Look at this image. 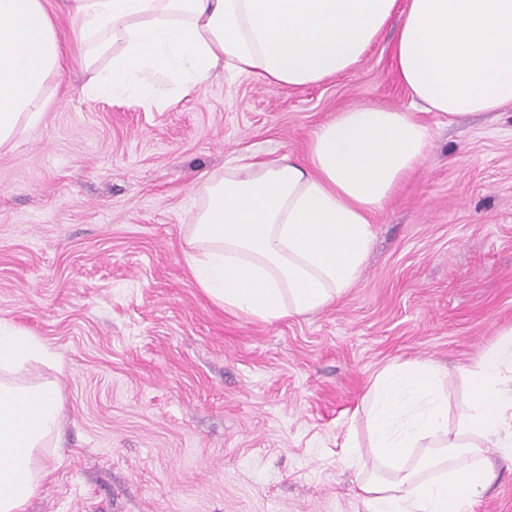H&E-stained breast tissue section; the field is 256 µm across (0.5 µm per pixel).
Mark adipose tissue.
Here are the masks:
<instances>
[{
  "label": "adipose tissue",
  "mask_w": 512,
  "mask_h": 512,
  "mask_svg": "<svg viewBox=\"0 0 512 512\" xmlns=\"http://www.w3.org/2000/svg\"><path fill=\"white\" fill-rule=\"evenodd\" d=\"M88 42L91 95L154 103L220 71L301 88L356 68L392 18L407 106L343 109L311 136L307 156L238 157L209 176L187 227L194 279L225 310L271 322L339 301L359 279L372 217L431 149L428 112L455 119L512 105V0H61ZM111 55L106 71L96 64ZM66 48L47 0H0V148L36 127ZM38 338L0 326V512H27L62 445L63 397L26 381L51 361ZM512 329L468 374L471 399L448 431L445 374L431 361L389 366L371 389L370 445L359 459L367 512H469L494 478L487 448L512 457Z\"/></svg>",
  "instance_id": "1"
}]
</instances>
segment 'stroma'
Segmentation results:
<instances>
[{
  "label": "stroma",
  "mask_w": 512,
  "mask_h": 512,
  "mask_svg": "<svg viewBox=\"0 0 512 512\" xmlns=\"http://www.w3.org/2000/svg\"><path fill=\"white\" fill-rule=\"evenodd\" d=\"M69 45L41 123L0 149V322L50 347L64 444L27 512H367L343 446H368L365 398L405 360L465 371L512 328V105L448 124L379 210L359 280L332 306L261 322L214 303L188 262L200 186L243 154L304 155L354 105L409 101L395 27L355 70L291 89L220 73L157 109L91 96ZM473 512H512V463Z\"/></svg>",
  "instance_id": "35a3bbf8"
}]
</instances>
